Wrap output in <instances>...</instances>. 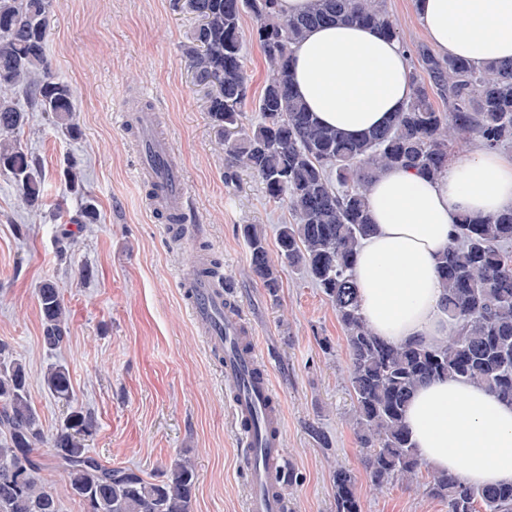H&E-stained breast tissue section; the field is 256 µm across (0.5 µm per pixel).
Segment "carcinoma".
I'll use <instances>...</instances> for the list:
<instances>
[{"label":"carcinoma","instance_id":"1","mask_svg":"<svg viewBox=\"0 0 512 512\" xmlns=\"http://www.w3.org/2000/svg\"><path fill=\"white\" fill-rule=\"evenodd\" d=\"M386 0H313L297 16H284L280 0H185L198 20L184 54L196 85L206 90L211 123L224 138L229 163L226 183L238 172L256 175L268 196L288 205L294 223L278 231L280 256L303 271L332 303L348 352V383L355 409V434L375 490L412 484L428 464L418 456L404 424L408 401L422 383L445 378L479 384L512 403V208L485 218L461 215L450 245L439 258L448 339L395 343L374 335L353 278L355 258L371 232L367 192L384 169H412L436 178L448 168V147L476 140L489 149L512 146V62L474 66L421 46L422 75L408 74L413 94L388 126L359 138L320 124L296 97L289 70L291 46L322 24L370 26L391 38L399 32ZM53 0H0V170L10 175L24 204L42 202L37 160L19 143L26 124L21 94L33 111L49 112L76 138L74 94L49 75L46 38ZM256 21L254 36L270 72L247 130L242 114L249 100L242 18ZM436 89L445 108L432 100ZM69 190L83 197L76 223L94 224L98 210L84 192L81 171L65 172ZM253 276L275 298L278 266L264 232L243 227ZM43 340L53 350L68 334L69 312L56 285L38 288ZM25 365L0 369V512H59L57 496L39 484L49 446L63 471L66 490L86 512H191L198 474L188 459L175 461L163 479L150 481L131 468L111 467L91 455L85 441L94 418L71 411L61 429L46 438L27 394ZM49 392L69 401L71 381L62 364L44 374ZM336 512H362L352 474L334 472ZM427 493L448 512H512V484L483 487L450 472L431 471Z\"/></svg>","mask_w":512,"mask_h":512}]
</instances>
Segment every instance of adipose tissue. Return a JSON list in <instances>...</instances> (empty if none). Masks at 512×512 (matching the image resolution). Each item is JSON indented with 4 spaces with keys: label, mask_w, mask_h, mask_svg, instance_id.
Masks as SVG:
<instances>
[{
    "label": "adipose tissue",
    "mask_w": 512,
    "mask_h": 512,
    "mask_svg": "<svg viewBox=\"0 0 512 512\" xmlns=\"http://www.w3.org/2000/svg\"><path fill=\"white\" fill-rule=\"evenodd\" d=\"M418 21L442 53L475 64L512 59V0H417ZM294 89L323 124L352 137L386 126L408 101L400 40L355 25H323L293 44ZM374 223L355 259L363 314L377 336L403 343L447 338L437 261L460 215L512 206V155L475 149L437 179L385 171L368 195ZM432 468L477 485L512 483V405L466 382L421 386L405 417Z\"/></svg>",
    "instance_id": "adipose-tissue-1"
}]
</instances>
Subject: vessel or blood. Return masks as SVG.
<instances>
[{
    "mask_svg": "<svg viewBox=\"0 0 512 512\" xmlns=\"http://www.w3.org/2000/svg\"><path fill=\"white\" fill-rule=\"evenodd\" d=\"M122 125L144 128L138 142L140 158L136 177L153 181L152 210L185 216L188 191L179 169L172 166L169 141L148 135L151 118L145 114L120 115ZM190 314L201 328L209 350L224 352V376L241 380L231 400V415L239 428L240 458L245 469V512H283V501L275 491L284 479L281 435L283 417L275 401L269 373H256L262 364L257 337L250 334L239 315L224 311V291L211 279L195 275L184 280Z\"/></svg>",
    "mask_w": 512,
    "mask_h": 512,
    "instance_id": "1",
    "label": "vessel or blood"
}]
</instances>
